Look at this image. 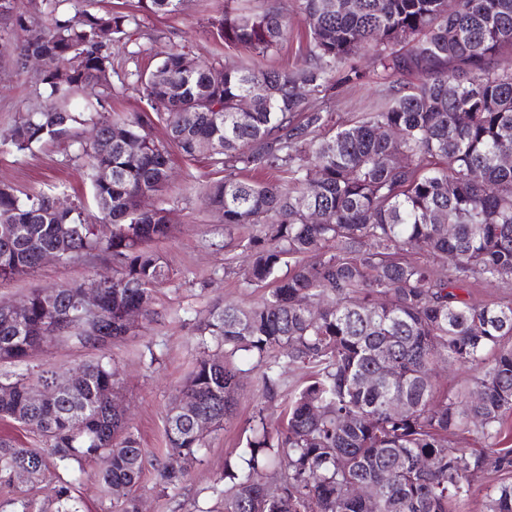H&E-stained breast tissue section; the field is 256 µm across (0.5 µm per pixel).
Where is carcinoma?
I'll use <instances>...</instances> for the list:
<instances>
[{"mask_svg": "<svg viewBox=\"0 0 512 512\" xmlns=\"http://www.w3.org/2000/svg\"><path fill=\"white\" fill-rule=\"evenodd\" d=\"M186 0H137V12L51 10L45 27L20 49L44 63L39 82L48 104L20 114L0 145L25 152L68 135L79 116L66 107L89 85L106 86L99 73L114 71L111 46L129 37L139 16L175 14ZM224 0L208 21L212 38L242 48L238 62L209 63L184 50L154 69L137 72L144 106L126 118L100 116L99 139L81 146L92 173L98 213L62 206L45 194L20 197L0 186V279L40 264L60 239L74 253L107 252L118 274L47 291L21 301L20 313L0 310V362L22 363L29 351L60 339L103 349L132 327L128 311L150 313L153 288L166 277L146 244L166 236L169 210L140 207L168 187L171 153L194 158L203 144L224 177L205 186V204L224 224L251 225L259 233L244 244L239 273L249 285H272L254 305H216L197 328L198 344L221 354L195 364L182 390L220 427L231 415L240 386L232 360L256 358L266 397L274 399L285 368L312 369L313 379L288 402L284 430L268 431L263 411L246 439L243 466L224 470L222 512H451L468 496L494 456V471L512 472V448H498L503 417L512 414V299L474 304L458 291L469 284L512 278V70L499 59L512 54V0H360L345 11L341 0H299L308 31L303 63L291 69L263 63L288 38V19ZM374 50L394 78L361 120L325 134L330 112L311 96L353 90L367 74L353 58ZM423 81L410 93L405 78ZM252 101L249 121L237 120ZM167 130L171 147L144 128ZM141 140L140 152L122 148ZM112 168V181L98 170ZM281 177L248 180L252 171ZM319 191L308 192L310 175ZM319 214L313 220L311 215ZM289 271L282 272V267ZM100 290L92 327L69 315L86 288ZM381 350L388 363L373 352ZM459 365L476 372L463 389H440L437 369ZM391 368L395 377L385 378ZM372 376L371 386L360 384ZM54 380L50 368L0 380L12 397L0 399V417L35 429L40 450L0 440V483L24 469H67L101 453L112 456L101 480L132 488L144 467L142 450L105 395L115 391L112 365L83 364L73 385L33 405L26 385ZM473 391L478 400L469 399ZM403 398L409 412L396 417L388 403ZM169 448L159 473L177 485L201 461L204 438L191 418L169 410ZM475 428L488 441L475 453L452 437ZM426 457L430 467L417 468ZM358 482L380 486L383 497L366 504L345 495ZM279 489L262 498L265 486ZM55 512H80L71 488L57 490ZM485 512H512V481L486 495Z\"/></svg>", "mask_w": 512, "mask_h": 512, "instance_id": "obj_1", "label": "carcinoma"}]
</instances>
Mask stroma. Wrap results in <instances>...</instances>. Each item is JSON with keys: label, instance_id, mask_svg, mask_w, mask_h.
I'll list each match as a JSON object with an SVG mask.
<instances>
[{"label": "stroma", "instance_id": "35a3bbf8", "mask_svg": "<svg viewBox=\"0 0 512 512\" xmlns=\"http://www.w3.org/2000/svg\"><path fill=\"white\" fill-rule=\"evenodd\" d=\"M223 4L224 0H188L180 14L142 20L111 76L112 93L103 100L104 114L124 118L138 111L141 102L136 71L154 67L171 47L185 48L205 59L236 60L237 52L225 50L206 31L208 18ZM250 5L259 10L276 8L288 19V41L271 61L283 67L294 66L306 41V25L296 0H251ZM24 37L20 30H0V133L7 131L20 113L46 103L37 80V66L31 64L22 71L16 67ZM356 62L367 69L369 78L354 93L333 95L329 102L333 121L358 120L364 115L366 104L388 85L372 67L369 56H358ZM92 128L93 123L88 120L76 126L75 137L21 153L0 150V185L11 186L21 195L45 192L61 203H79L86 213H95L90 172L79 156ZM172 172L163 196L164 205L171 212V232L151 244L167 276L153 292L151 316L139 318L134 334L112 341L103 353L118 370V397L145 457L141 479L128 493L137 512H215L224 488V468L239 465L240 448L256 412L265 409L270 428H281V412L307 381L309 371L296 368L285 372L278 393L270 402L265 397L261 369L255 368L253 361H239L242 373L232 417L222 429L207 433L202 462L194 465L178 485L168 486L161 481L159 467L168 448L166 414L197 359L204 354L197 343L198 320L214 303L249 306L265 293L264 288L244 283L237 273L243 261L240 243L254 234V227L247 225L225 232L222 215L203 202V188L222 177L221 166L207 156L189 160L176 154L172 157ZM114 271L111 256L103 253L78 255L67 261L47 260L0 282V304H16L33 291L83 283L113 275ZM103 353L70 340L57 341L34 350L25 364H0V373L47 366L64 378ZM108 466L107 458L99 456L66 470L36 477L18 476L12 484L0 486V501L25 497L47 504L54 500L58 487L66 483L78 498L81 512H112V496L101 483Z\"/></svg>", "mask_w": 512, "mask_h": 512}]
</instances>
